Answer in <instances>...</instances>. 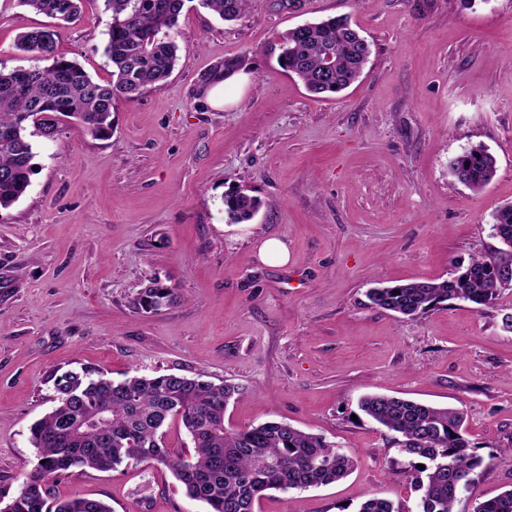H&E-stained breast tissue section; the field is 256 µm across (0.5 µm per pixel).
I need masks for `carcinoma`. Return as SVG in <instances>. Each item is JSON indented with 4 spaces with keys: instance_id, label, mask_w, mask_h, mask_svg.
<instances>
[{
    "instance_id": "carcinoma-1",
    "label": "carcinoma",
    "mask_w": 512,
    "mask_h": 512,
    "mask_svg": "<svg viewBox=\"0 0 512 512\" xmlns=\"http://www.w3.org/2000/svg\"><path fill=\"white\" fill-rule=\"evenodd\" d=\"M36 14L73 23L83 0H19ZM111 12L105 54L111 79L98 81L73 61L55 56L59 31L37 27L20 35L16 49L47 67L0 71V209L15 204L31 184L36 143L54 142L58 121L80 127L95 139L112 132L118 100L134 101L166 80L178 61L177 32L185 0H105ZM224 21L241 18L260 0H198ZM370 45L342 18L308 23L282 34L279 64L314 94H336L362 74ZM457 182L474 193L496 176L495 158L473 145L448 162ZM260 201L244 191L224 198L230 224L251 221ZM493 224L503 230L491 256L474 254L444 280L418 279L369 291L372 304L413 320L450 300L477 306L495 303L501 272L512 274V203L498 207ZM177 299L174 288L149 280L133 301L138 312L157 313ZM54 407L29 428L36 449L34 469L17 491L0 487V512H112L104 501L73 496L50 499L48 482L72 469L115 471L128 463L163 465L186 495L208 512H256L271 490H307L346 478L355 465L344 449L287 423L267 421L245 430L225 426L230 401L243 387L215 384L202 376H132L113 381L87 369L55 375ZM359 409L396 435L409 458L410 487L417 512H454L462 495L480 481L483 459L463 431L461 412L384 394H369ZM180 422L192 448L174 452L164 428ZM424 465L418 469V465ZM357 512H402L381 497L365 500ZM474 512H512V488L478 503Z\"/></svg>"
}]
</instances>
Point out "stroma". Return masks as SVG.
I'll return each instance as SVG.
<instances>
[{
  "instance_id": "stroma-1",
  "label": "stroma",
  "mask_w": 512,
  "mask_h": 512,
  "mask_svg": "<svg viewBox=\"0 0 512 512\" xmlns=\"http://www.w3.org/2000/svg\"><path fill=\"white\" fill-rule=\"evenodd\" d=\"M327 17L348 18L371 55L357 82L317 96L279 67V39ZM110 20L104 0H85L56 56L109 80ZM47 22L0 0V69L29 66L15 43ZM174 39V72L117 102L110 137L68 127L38 145L27 192L0 210V486L36 463L29 427L53 406L52 374L90 367L243 385L228 428L283 421L355 457L346 479L268 493L257 512H357L374 494L414 512L393 434L359 412L371 393L464 412L484 463L456 512L511 488L497 456L512 448V288L489 308L453 301L415 320L366 292L448 278L498 245L492 214L512 203V0H261L233 22L187 0ZM230 59L250 83L216 110L202 91ZM476 144L497 166L479 193L448 172ZM238 189L261 201L251 223L225 220ZM270 237L286 265L261 262ZM152 277L180 298L137 313ZM51 494L207 512L160 465L77 470Z\"/></svg>"
}]
</instances>
